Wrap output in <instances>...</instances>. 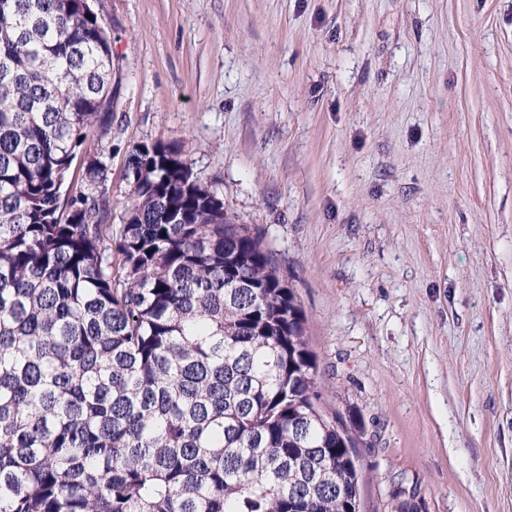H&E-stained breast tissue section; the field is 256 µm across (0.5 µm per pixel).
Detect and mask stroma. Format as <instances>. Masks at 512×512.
I'll use <instances>...</instances> for the list:
<instances>
[{"mask_svg":"<svg viewBox=\"0 0 512 512\" xmlns=\"http://www.w3.org/2000/svg\"><path fill=\"white\" fill-rule=\"evenodd\" d=\"M110 221L143 142L262 233L306 314L361 512H512V0H92Z\"/></svg>","mask_w":512,"mask_h":512,"instance_id":"obj_1","label":"stroma"}]
</instances>
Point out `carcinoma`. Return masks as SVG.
<instances>
[{
  "instance_id": "1",
  "label": "carcinoma",
  "mask_w": 512,
  "mask_h": 512,
  "mask_svg": "<svg viewBox=\"0 0 512 512\" xmlns=\"http://www.w3.org/2000/svg\"><path fill=\"white\" fill-rule=\"evenodd\" d=\"M112 63L81 0H0V512H359L264 238L180 143L129 153L115 228L104 155L73 168L112 133Z\"/></svg>"
}]
</instances>
